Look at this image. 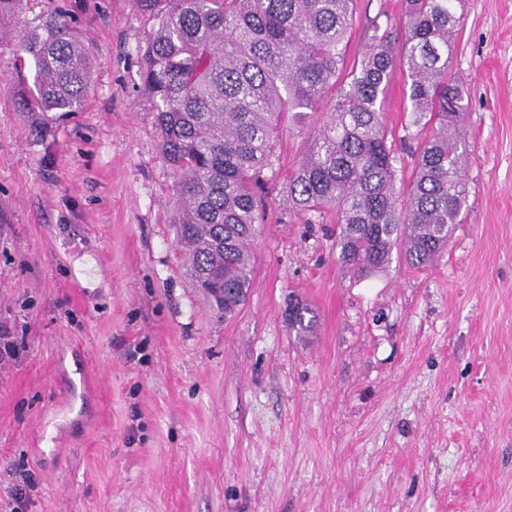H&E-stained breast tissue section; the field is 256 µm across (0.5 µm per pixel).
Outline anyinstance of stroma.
Listing matches in <instances>:
<instances>
[{
  "instance_id": "obj_1",
  "label": "stroma",
  "mask_w": 512,
  "mask_h": 512,
  "mask_svg": "<svg viewBox=\"0 0 512 512\" xmlns=\"http://www.w3.org/2000/svg\"><path fill=\"white\" fill-rule=\"evenodd\" d=\"M61 8L93 60L81 111H19L0 45V512H512V0L464 2L469 194L443 256L358 279L279 182L229 319L177 260L151 20L29 0L8 25ZM354 8L350 63L404 2ZM288 325L298 336H312L317 325L315 310L306 303L296 301L288 305L286 312Z\"/></svg>"
}]
</instances>
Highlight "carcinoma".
Here are the masks:
<instances>
[{
  "label": "carcinoma",
  "mask_w": 512,
  "mask_h": 512,
  "mask_svg": "<svg viewBox=\"0 0 512 512\" xmlns=\"http://www.w3.org/2000/svg\"><path fill=\"white\" fill-rule=\"evenodd\" d=\"M353 0H135L153 20L141 78L154 108L162 157L174 178L171 224L186 278L230 318L253 272L249 249L268 185L279 179L282 115L306 136L288 174V203L336 218L338 260L359 277L386 269L393 250L415 268L432 265L461 223L468 188L463 90L448 76L460 0H406L396 23L373 25L366 50L344 72ZM14 69L33 63L23 112H77L93 63L63 15L29 22L0 41ZM405 77L417 139L400 171L382 100ZM317 112L326 116L309 123ZM288 325L310 336L315 310L288 305Z\"/></svg>",
  "instance_id": "cac0c4a2"
}]
</instances>
